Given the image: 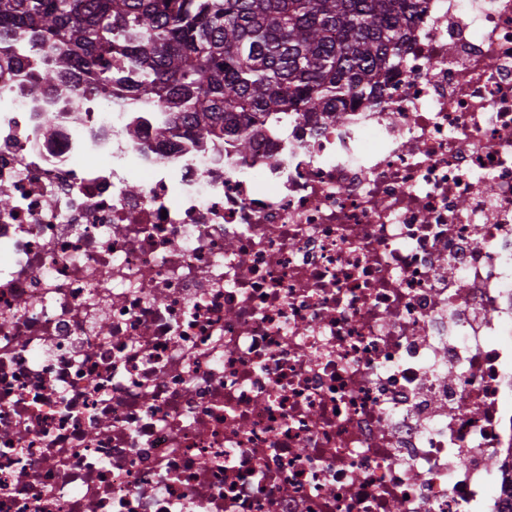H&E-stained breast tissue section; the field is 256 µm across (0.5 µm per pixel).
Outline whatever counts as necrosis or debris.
Returning <instances> with one entry per match:
<instances>
[{
	"label": "necrosis or debris",
	"mask_w": 512,
	"mask_h": 512,
	"mask_svg": "<svg viewBox=\"0 0 512 512\" xmlns=\"http://www.w3.org/2000/svg\"><path fill=\"white\" fill-rule=\"evenodd\" d=\"M0 50V512H506L512 0L247 152Z\"/></svg>",
	"instance_id": "4bbe7bcc"
}]
</instances>
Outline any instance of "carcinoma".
I'll return each mask as SVG.
<instances>
[{
	"instance_id": "obj_1",
	"label": "carcinoma",
	"mask_w": 512,
	"mask_h": 512,
	"mask_svg": "<svg viewBox=\"0 0 512 512\" xmlns=\"http://www.w3.org/2000/svg\"><path fill=\"white\" fill-rule=\"evenodd\" d=\"M421 0H0V41L31 37L36 82L72 98L150 96L184 127L243 150L290 112L375 101Z\"/></svg>"
}]
</instances>
